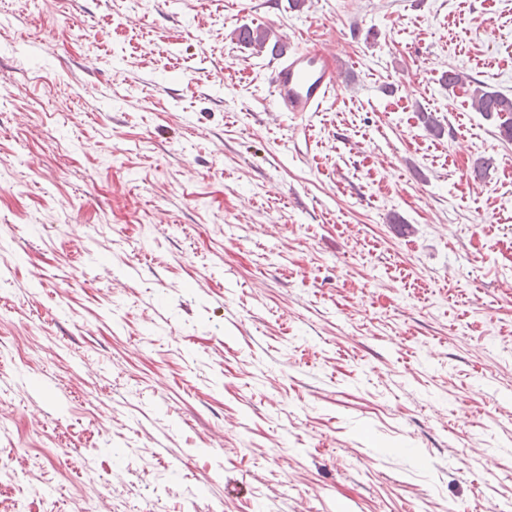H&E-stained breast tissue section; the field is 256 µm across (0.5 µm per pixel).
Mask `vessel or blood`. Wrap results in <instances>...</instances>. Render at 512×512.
Returning a JSON list of instances; mask_svg holds the SVG:
<instances>
[{"instance_id":"obj_1","label":"vessel or blood","mask_w":512,"mask_h":512,"mask_svg":"<svg viewBox=\"0 0 512 512\" xmlns=\"http://www.w3.org/2000/svg\"><path fill=\"white\" fill-rule=\"evenodd\" d=\"M275 100L284 112H319L338 90L333 63L318 48L280 57L270 73Z\"/></svg>"}]
</instances>
